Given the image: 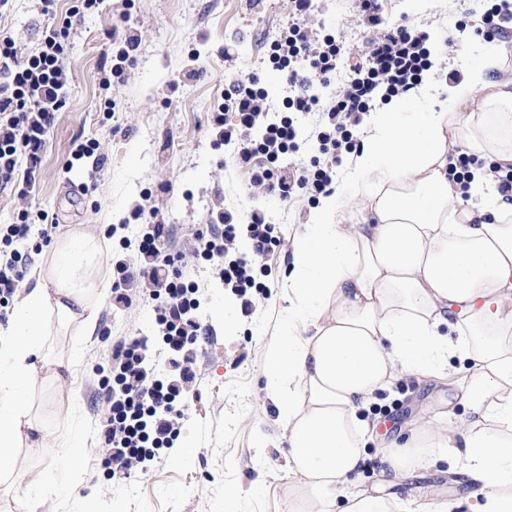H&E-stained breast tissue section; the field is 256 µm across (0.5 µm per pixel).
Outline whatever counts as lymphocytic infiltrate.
Masks as SVG:
<instances>
[{
  "label": "lymphocytic infiltrate",
  "instance_id": "f902f5d3",
  "mask_svg": "<svg viewBox=\"0 0 512 512\" xmlns=\"http://www.w3.org/2000/svg\"><path fill=\"white\" fill-rule=\"evenodd\" d=\"M101 0H74L66 17L58 15V0H40V12L49 24L38 49L19 57L16 43L0 33V190L13 189L24 196L40 172L47 138L57 112L67 103V76L63 68L66 41L74 17L93 11ZM294 19L274 40L269 51L273 69L283 72L296 96L287 98V115L268 118L267 93L257 77L237 81L224 96L212 128L218 141L235 147L238 166L249 168L251 183L268 195L288 199L307 195L316 202L332 190L335 168L343 154L357 152L356 131L375 100L407 93L421 84L430 69L429 36L404 24H386L378 0H360L361 21L370 35L365 62L352 65V76L343 94L328 108H321L306 87L310 75H335L342 46L335 35L315 36L308 28L313 0H292ZM322 111L324 120L317 133L319 158L307 165L290 164L288 155L297 153L298 133L294 113ZM234 113L235 124L224 121ZM261 127L260 137L244 138V131ZM45 213L18 210L14 223L0 230V308L16 293L30 262L29 254L13 249L14 241L28 236L33 221H46ZM138 262L115 263L117 279L112 285V303L126 306L136 288L148 290L156 300L155 320L162 343L170 354L167 373L156 378L148 366V340L142 336L121 337L112 347L115 375L108 394V416L102 425V455L117 478L145 468L161 450L173 448L180 435L185 393L194 390L196 344L202 322L198 315V285L187 280L183 262L208 263L225 287L241 301L243 315H252L257 297L265 296L260 276L265 256L280 245L276 227L266 211L253 208L247 223H239L229 210L212 217L200 231L194 246L182 255H162L164 225L144 217ZM247 237L250 258L236 257L232 249L239 237Z\"/></svg>",
  "mask_w": 512,
  "mask_h": 512
}]
</instances>
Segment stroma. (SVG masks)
I'll return each instance as SVG.
<instances>
[{"label": "stroma", "instance_id": "obj_1", "mask_svg": "<svg viewBox=\"0 0 512 512\" xmlns=\"http://www.w3.org/2000/svg\"><path fill=\"white\" fill-rule=\"evenodd\" d=\"M383 17L428 33L440 48L438 72L475 63L490 43L474 30L481 15L477 0H378ZM314 33L336 32L346 48V64L365 61L368 35L360 24L359 0H315ZM468 28L456 41L448 30L458 19ZM293 19L291 0H103L75 23L65 58L70 83L67 107L57 113L40 173L25 198L0 193V225L12 223L22 208L53 215L51 243L31 236L34 263L46 261L56 244L75 229L110 241L101 258L112 272L113 256L137 260L136 209L152 211L168 225L164 252L191 248L214 212L228 209L247 216L266 206L281 244L265 259L268 296L256 311L242 316L238 300L210 266L191 272L203 299L206 332L197 359L199 385L183 400L184 420L178 448L144 473L115 480L99 456V423L107 405L101 387L112 380V343L129 334L154 336L153 302L136 299L116 309L111 296L97 301L94 335L51 324L52 360H73L60 379L43 377L31 392V416L55 444L78 440L83 474L74 492L61 463L34 448L13 449V473L0 485V512H85L94 499L99 512H290L288 486L293 474L287 445L266 391L269 354L285 342L291 244L314 207L307 197L270 198L251 186L248 169L239 167L228 147L215 146L208 118L224 101L231 83L258 75L271 111L283 109L290 93L272 71L270 41ZM126 24L138 35L132 65L104 86V65L113 54L107 34ZM44 26L37 0H11L0 16V31L11 34L19 56L37 48ZM99 144L94 156L73 158L76 145ZM452 389L447 379L404 375L392 392L379 393L369 411L374 437L365 446L364 487L377 482L380 444L405 438L429 422ZM191 455H184V448ZM437 463L417 478L389 487L405 512H429L433 499L461 497L462 486ZM53 475L56 486L28 509L32 485Z\"/></svg>", "mask_w": 512, "mask_h": 512}]
</instances>
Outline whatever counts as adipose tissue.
Here are the masks:
<instances>
[{
  "mask_svg": "<svg viewBox=\"0 0 512 512\" xmlns=\"http://www.w3.org/2000/svg\"><path fill=\"white\" fill-rule=\"evenodd\" d=\"M511 66L494 47L459 82L429 74L408 99H391L355 161L362 222L339 223L335 192L293 240L288 343L266 367L295 475L293 512H394L380 488L350 485L367 460L363 413L400 375L441 377L455 360L471 421L418 426L386 447L382 471L408 480L442 461L471 492L434 512H512V202L486 171L512 165V82L500 77ZM426 96L443 97L444 109L408 111ZM460 140L485 162L465 190L448 180ZM483 188L484 203L464 199ZM102 253L96 236L69 232L17 296L0 329V449L53 453L30 439L29 392L51 367L50 317L93 335L83 276Z\"/></svg>",
  "mask_w": 512,
  "mask_h": 512,
  "instance_id": "ef3b65f1",
  "label": "adipose tissue"
}]
</instances>
